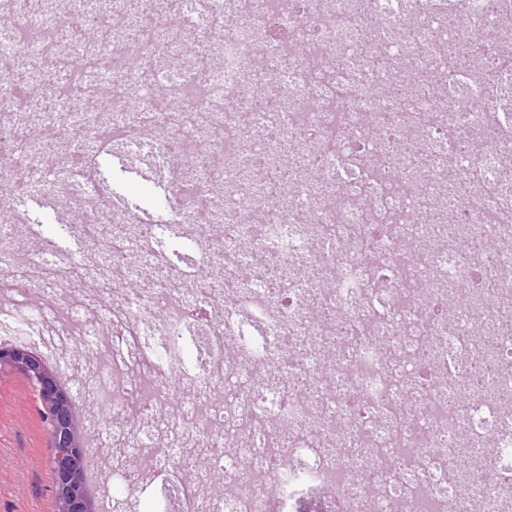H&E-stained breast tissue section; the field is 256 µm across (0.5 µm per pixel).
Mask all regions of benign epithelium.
Returning a JSON list of instances; mask_svg holds the SVG:
<instances>
[{
    "instance_id": "benign-epithelium-1",
    "label": "benign epithelium",
    "mask_w": 512,
    "mask_h": 512,
    "mask_svg": "<svg viewBox=\"0 0 512 512\" xmlns=\"http://www.w3.org/2000/svg\"><path fill=\"white\" fill-rule=\"evenodd\" d=\"M2 365L24 375L38 391L52 433L49 467L56 512H101L100 500L86 489L89 455L84 430L77 403L62 382L59 367L21 346L0 348Z\"/></svg>"
}]
</instances>
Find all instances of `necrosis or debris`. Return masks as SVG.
I'll list each match as a JSON object with an SVG mask.
<instances>
[{"mask_svg": "<svg viewBox=\"0 0 512 512\" xmlns=\"http://www.w3.org/2000/svg\"><path fill=\"white\" fill-rule=\"evenodd\" d=\"M125 6L68 0L64 27L0 0L1 110L27 105L33 59L51 64L45 114L68 122L105 75L123 108L73 131L64 160L37 151L43 123L0 118L12 192L32 171L54 194L67 162L84 214L55 218L112 257L90 281L72 254L51 308L30 291L54 279L52 245L20 268L0 252V335L79 337L96 359L85 399L116 414L165 411L173 347L197 353L179 414L195 452L155 447L147 424L113 485L134 491L176 456L161 512H512V0H145L119 41ZM84 19L95 39L76 62ZM201 33L214 64L161 66ZM87 140L184 163L168 206L219 282L178 265L172 226L113 231ZM134 252L167 268L163 286L121 292L119 321L88 317L113 276L133 279Z\"/></svg>", "mask_w": 512, "mask_h": 512, "instance_id": "obj_1", "label": "necrosis or debris"}]
</instances>
